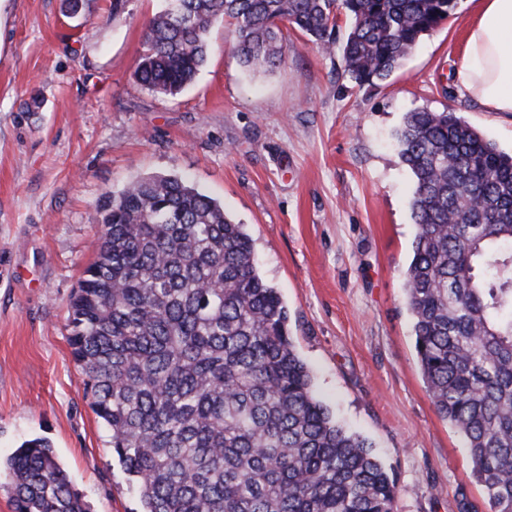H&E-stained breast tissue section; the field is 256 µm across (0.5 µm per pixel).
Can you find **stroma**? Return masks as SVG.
Wrapping results in <instances>:
<instances>
[{
    "mask_svg": "<svg viewBox=\"0 0 512 512\" xmlns=\"http://www.w3.org/2000/svg\"><path fill=\"white\" fill-rule=\"evenodd\" d=\"M157 6L83 0L68 17L61 0H0V458L44 438L88 512H138L89 406L67 307L94 258L102 194L177 175L250 234L317 398L395 478L394 512H490L420 370L404 292L413 180L395 138L405 113L446 109L512 154V115L484 111L457 78L471 0L361 89L341 54L296 31L282 64L250 74L220 22L173 98L135 78Z\"/></svg>",
    "mask_w": 512,
    "mask_h": 512,
    "instance_id": "1",
    "label": "stroma"
}]
</instances>
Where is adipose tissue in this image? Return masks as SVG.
<instances>
[{
	"mask_svg": "<svg viewBox=\"0 0 512 512\" xmlns=\"http://www.w3.org/2000/svg\"><path fill=\"white\" fill-rule=\"evenodd\" d=\"M474 3L459 83L486 111L512 113V0Z\"/></svg>",
	"mask_w": 512,
	"mask_h": 512,
	"instance_id": "obj_1",
	"label": "adipose tissue"
}]
</instances>
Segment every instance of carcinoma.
Masks as SVG:
<instances>
[{"label": "carcinoma", "mask_w": 512, "mask_h": 512, "mask_svg": "<svg viewBox=\"0 0 512 512\" xmlns=\"http://www.w3.org/2000/svg\"><path fill=\"white\" fill-rule=\"evenodd\" d=\"M456 0H161L135 72L174 97L206 65L215 22L254 72L288 31L341 52L356 86L386 81ZM349 20L339 35V16ZM417 226L405 292L438 414L468 442L490 512H512V155L450 111L396 132ZM69 344L141 512H394L397 483L313 391L253 240L209 195L151 175L100 205ZM14 512H87L48 441L5 460Z\"/></svg>", "instance_id": "carcinoma-1"}]
</instances>
